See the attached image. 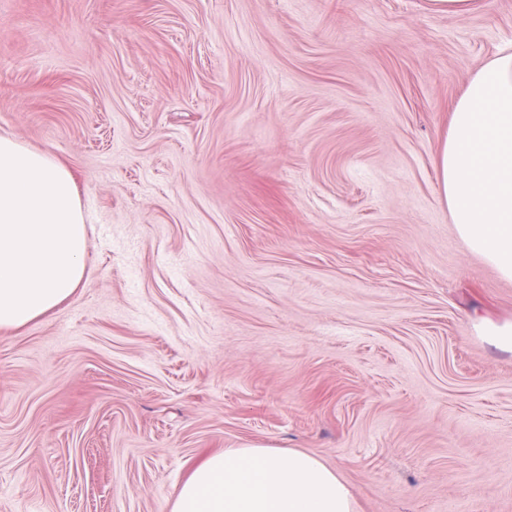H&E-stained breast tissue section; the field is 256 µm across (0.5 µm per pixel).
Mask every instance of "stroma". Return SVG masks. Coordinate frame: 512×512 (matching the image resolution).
I'll return each instance as SVG.
<instances>
[{"label": "stroma", "mask_w": 512, "mask_h": 512, "mask_svg": "<svg viewBox=\"0 0 512 512\" xmlns=\"http://www.w3.org/2000/svg\"><path fill=\"white\" fill-rule=\"evenodd\" d=\"M512 0H0V134L75 174L88 277L0 333V512H167L200 453L357 512H512V280L436 160ZM429 2L433 12L458 16L468 15L479 6V0H430ZM474 322L479 336L490 347L501 352L512 353V320L497 321L476 310Z\"/></svg>", "instance_id": "35a3bbf8"}]
</instances>
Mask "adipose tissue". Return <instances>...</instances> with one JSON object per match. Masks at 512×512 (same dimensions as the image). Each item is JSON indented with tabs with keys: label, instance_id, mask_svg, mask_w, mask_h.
I'll return each mask as SVG.
<instances>
[{
	"label": "adipose tissue",
	"instance_id": "obj_1",
	"mask_svg": "<svg viewBox=\"0 0 512 512\" xmlns=\"http://www.w3.org/2000/svg\"><path fill=\"white\" fill-rule=\"evenodd\" d=\"M442 201L465 246L512 280V51L470 78L437 159ZM86 215L71 169L0 136V331L50 315L86 279ZM171 512H356L350 487L300 451L224 448L196 462Z\"/></svg>",
	"mask_w": 512,
	"mask_h": 512
}]
</instances>
